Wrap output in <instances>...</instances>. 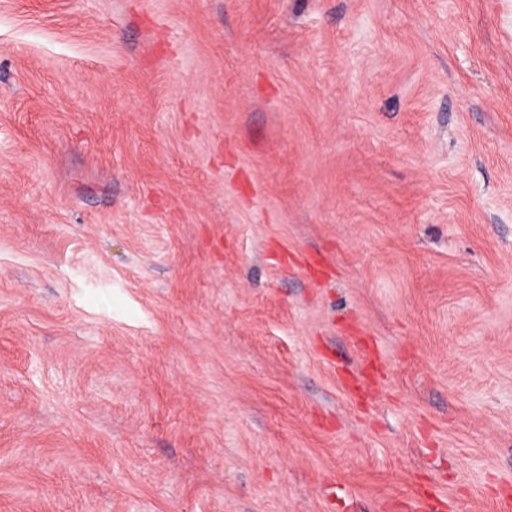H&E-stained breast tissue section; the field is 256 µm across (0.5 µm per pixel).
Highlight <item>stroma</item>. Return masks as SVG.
Listing matches in <instances>:
<instances>
[{
	"label": "stroma",
	"mask_w": 512,
	"mask_h": 512,
	"mask_svg": "<svg viewBox=\"0 0 512 512\" xmlns=\"http://www.w3.org/2000/svg\"><path fill=\"white\" fill-rule=\"evenodd\" d=\"M424 486L512 494V0H0V512ZM358 343L361 345V360L362 364L356 374H351L348 377L346 387L352 393L358 395L365 393L375 383L376 374L379 371V358L374 356L368 351V348L360 340Z\"/></svg>",
	"instance_id": "35a3bbf8"
}]
</instances>
